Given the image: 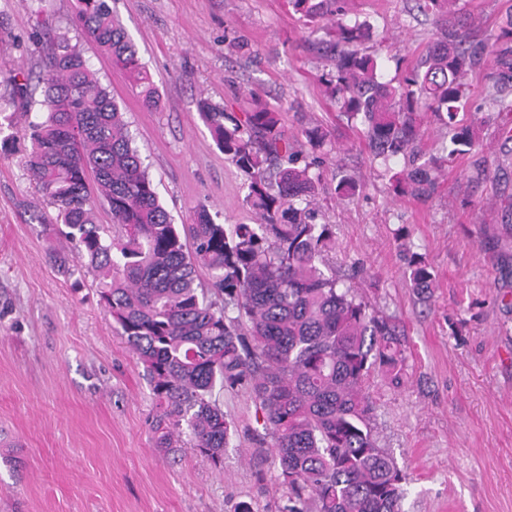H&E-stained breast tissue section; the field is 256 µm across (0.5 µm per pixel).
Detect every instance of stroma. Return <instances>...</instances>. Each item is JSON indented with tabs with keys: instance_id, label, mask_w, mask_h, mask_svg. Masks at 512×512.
<instances>
[{
	"instance_id": "1",
	"label": "stroma",
	"mask_w": 512,
	"mask_h": 512,
	"mask_svg": "<svg viewBox=\"0 0 512 512\" xmlns=\"http://www.w3.org/2000/svg\"><path fill=\"white\" fill-rule=\"evenodd\" d=\"M471 33L493 42L512 0H459ZM159 94L143 107L75 17V0H0V512H281L287 490L255 431L248 392L219 403L238 433L214 466L190 446L156 448L143 366L76 272L73 242L39 223L47 207L20 163L23 129L42 116L44 47L67 33L126 114L155 190L175 223L205 203L224 224H249L244 175L216 147L198 113L205 99L243 114L259 99L279 112L304 155L319 127L335 140L316 197L332 225L331 263L344 285L408 331L407 382L372 374L379 443L406 475L401 512H512V114L482 132L483 171L449 164L438 194L394 197L319 81L327 61L288 0H112ZM367 22V47L396 74L440 35L414 0H347ZM243 51L231 52L230 43ZM31 76L29 98L15 77ZM360 189L336 197L337 168ZM436 273L430 302L404 276L398 234Z\"/></svg>"
}]
</instances>
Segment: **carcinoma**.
Returning a JSON list of instances; mask_svg holds the SVG:
<instances>
[{
    "label": "carcinoma",
    "instance_id": "cac0c4a2",
    "mask_svg": "<svg viewBox=\"0 0 512 512\" xmlns=\"http://www.w3.org/2000/svg\"><path fill=\"white\" fill-rule=\"evenodd\" d=\"M458 0H416L436 16L440 39L386 80L378 55L363 42L368 25L348 18L346 0H288L307 28L331 26L312 41L332 69L325 91L351 126L362 127L371 160L395 196L424 200L437 193V173L460 158L475 169L478 126L461 110L480 71L483 43L466 32ZM82 29L125 71L151 109L159 96L137 49L114 20L110 0H76ZM481 112H512V10L491 47ZM42 120L28 123L20 160L42 202L43 218L65 227L80 268L94 275L99 302L138 357L150 385L156 447L190 446L214 466L224 462L234 425L215 390L249 391L262 412L277 480L288 490L282 512H400L405 476L380 448L373 428V373L405 384L406 329L378 314L353 289L326 273L332 225L317 222L314 200L323 178L320 157H304L265 105L232 116L203 99L200 116L217 148L247 177L252 224L226 229L208 207H193L181 226L159 201L147 166L116 99L64 33L48 48ZM443 132L425 156L430 126ZM313 147L336 150L319 128ZM403 158L397 171L392 163ZM336 194L358 186L337 173ZM112 223L101 224L90 183ZM221 299H208L199 270ZM405 274L423 302L435 274L426 257L407 252Z\"/></svg>",
    "mask_w": 512,
    "mask_h": 512
}]
</instances>
